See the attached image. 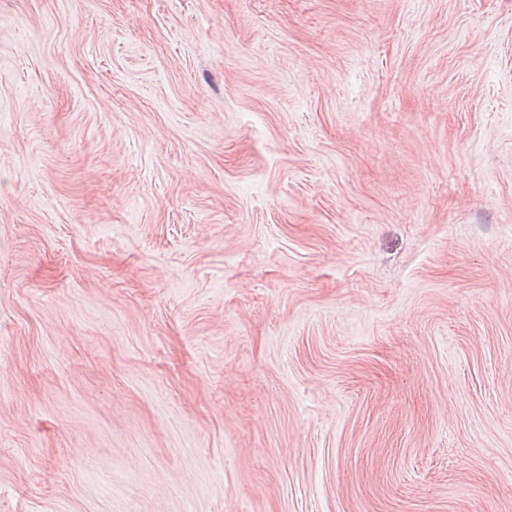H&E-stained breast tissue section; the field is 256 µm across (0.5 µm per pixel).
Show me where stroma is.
I'll return each instance as SVG.
<instances>
[{
    "label": "stroma",
    "mask_w": 512,
    "mask_h": 512,
    "mask_svg": "<svg viewBox=\"0 0 512 512\" xmlns=\"http://www.w3.org/2000/svg\"><path fill=\"white\" fill-rule=\"evenodd\" d=\"M0 512H512V0H0Z\"/></svg>",
    "instance_id": "stroma-1"
}]
</instances>
